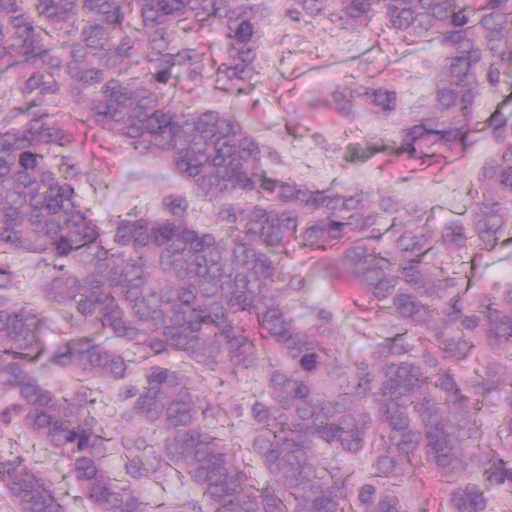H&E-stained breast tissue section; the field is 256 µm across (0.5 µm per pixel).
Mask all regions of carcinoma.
<instances>
[{"instance_id": "cac0c4a2", "label": "carcinoma", "mask_w": 512, "mask_h": 512, "mask_svg": "<svg viewBox=\"0 0 512 512\" xmlns=\"http://www.w3.org/2000/svg\"><path fill=\"white\" fill-rule=\"evenodd\" d=\"M261 0H0V254L45 267L40 305L0 259V435L24 426L65 459L94 512H410L425 465L446 481L448 512H487L486 474L512 512V287H464L448 258L496 244L512 225V118L489 135L465 224H422L389 197L260 180L258 139L224 108H181L170 80L209 78L192 27H218L224 88L252 83L262 47ZM381 16L448 54L428 77L422 117L400 131L414 160L471 131L477 96L512 74V0H289L286 17H326L351 30ZM386 116L396 91L356 90ZM75 115L70 122L57 113ZM151 153L212 208L224 233L193 218L182 195L92 221L80 190L99 192L75 161L77 124ZM318 252L323 278L343 275L392 333L358 357L345 353L335 310L307 301L288 272L296 249ZM46 307L72 321L55 354L41 355ZM302 306L305 312L293 310ZM145 354L131 378L127 351ZM175 355L181 363L164 359ZM72 377L65 394L41 370ZM245 374L260 389L225 407L196 376L224 384ZM116 388L125 428L99 426L97 384ZM507 391L496 431L484 398ZM245 419L232 452L217 421ZM125 462L120 478L103 465ZM177 477L195 493L157 503L136 485ZM13 512H65L34 463L0 456Z\"/></svg>"}]
</instances>
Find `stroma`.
I'll use <instances>...</instances> for the list:
<instances>
[{
    "label": "stroma",
    "mask_w": 512,
    "mask_h": 512,
    "mask_svg": "<svg viewBox=\"0 0 512 512\" xmlns=\"http://www.w3.org/2000/svg\"><path fill=\"white\" fill-rule=\"evenodd\" d=\"M264 2V47L252 84L229 91L215 77L194 87L187 104L235 108L258 138L269 176L320 188L359 186L373 197L387 195L415 205L422 223H465L475 203V178L496 150L487 131L497 111L512 112V78L503 79L494 98L478 97L465 145L448 150L436 162L406 160L397 150L399 131L413 119L412 105L427 97V78L446 56V47L433 40L404 39L378 17L364 30L351 31L328 19L295 21L286 17L284 0ZM368 82L398 90L399 108L390 117L365 111L351 97L352 88ZM77 143L82 162L101 181L98 192L85 194L99 224H108L112 212L153 207L166 195L192 193L162 160L123 152L97 131H80ZM288 269L311 279L310 300L330 298L352 354L367 350L371 340L385 338L387 331L377 317L366 324L365 336L353 334L358 317L349 302L350 288H330L316 278L314 263L299 255L289 260ZM448 270L466 285H512V235L481 249L479 260L467 253L457 256ZM0 455L38 463L66 512H93L67 463L49 449L33 447L25 428L17 426L0 436Z\"/></svg>",
    "instance_id": "stroma-1"
}]
</instances>
